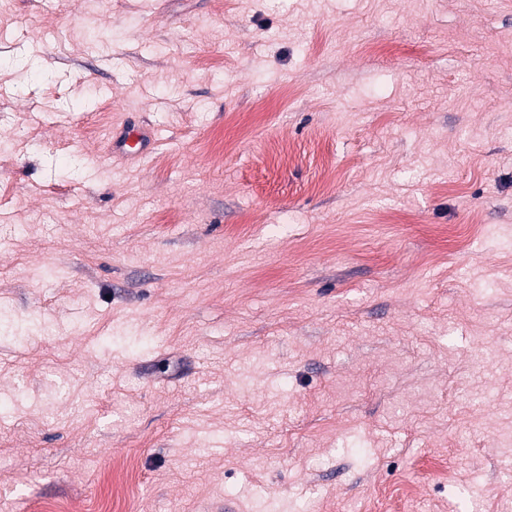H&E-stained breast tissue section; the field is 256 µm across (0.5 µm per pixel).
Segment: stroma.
<instances>
[{
  "label": "stroma",
  "mask_w": 512,
  "mask_h": 512,
  "mask_svg": "<svg viewBox=\"0 0 512 512\" xmlns=\"http://www.w3.org/2000/svg\"><path fill=\"white\" fill-rule=\"evenodd\" d=\"M0 314V512H512V0H0Z\"/></svg>",
  "instance_id": "stroma-1"
}]
</instances>
